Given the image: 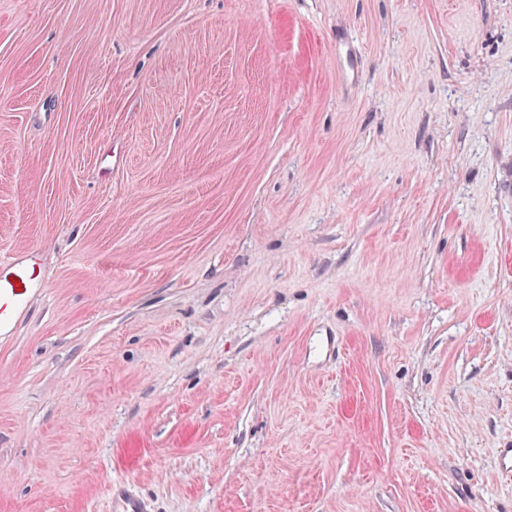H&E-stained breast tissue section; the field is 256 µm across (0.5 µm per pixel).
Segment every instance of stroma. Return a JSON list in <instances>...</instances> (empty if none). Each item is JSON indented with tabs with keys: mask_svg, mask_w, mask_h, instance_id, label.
<instances>
[{
	"mask_svg": "<svg viewBox=\"0 0 512 512\" xmlns=\"http://www.w3.org/2000/svg\"><path fill=\"white\" fill-rule=\"evenodd\" d=\"M0 512H512V0H0ZM24 266L25 260L20 253L0 254V330L29 302L30 289ZM112 505L114 512H145V504L132 494L121 488H112Z\"/></svg>",
	"mask_w": 512,
	"mask_h": 512,
	"instance_id": "stroma-1",
	"label": "stroma"
}]
</instances>
